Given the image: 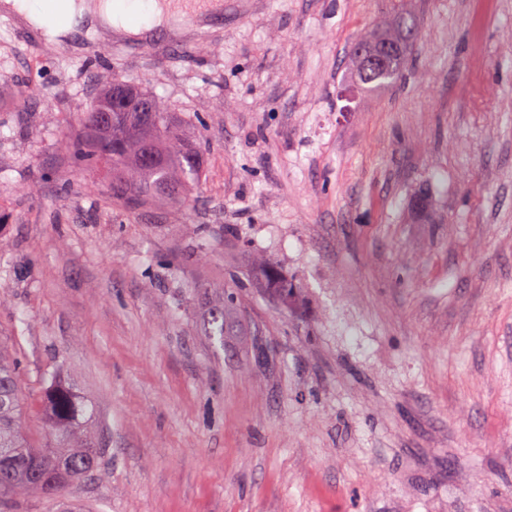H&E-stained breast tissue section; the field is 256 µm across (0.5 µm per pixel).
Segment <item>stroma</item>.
I'll list each match as a JSON object with an SVG mask.
<instances>
[{
	"label": "stroma",
	"instance_id": "1",
	"mask_svg": "<svg viewBox=\"0 0 512 512\" xmlns=\"http://www.w3.org/2000/svg\"><path fill=\"white\" fill-rule=\"evenodd\" d=\"M394 85L350 49L397 14ZM161 49L0 22V345L97 410L90 512H512V0H224ZM190 115V206L60 143L112 78ZM274 265L298 292L260 285ZM238 285L214 350L207 300ZM359 39L368 46L388 43L392 47V53L385 56L384 68L381 70L365 68L359 60L351 57L348 67L350 73L367 90H380L393 84L399 76L409 43L400 36L398 20L390 26L375 27L365 31Z\"/></svg>",
	"mask_w": 512,
	"mask_h": 512
}]
</instances>
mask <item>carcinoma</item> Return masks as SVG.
I'll list each match as a JSON object with an SVG mask.
<instances>
[{"instance_id": "cac0c4a2", "label": "carcinoma", "mask_w": 512, "mask_h": 512, "mask_svg": "<svg viewBox=\"0 0 512 512\" xmlns=\"http://www.w3.org/2000/svg\"><path fill=\"white\" fill-rule=\"evenodd\" d=\"M367 45L387 43L392 53L385 56L383 69H368L352 57L350 73L367 90L384 89L399 76L408 42L400 36L399 23L375 27L360 35ZM112 87L84 111L79 138L61 143L63 150L79 153L103 169L112 201L136 209L150 203L157 192L166 193L172 202L187 205L191 190L201 177L202 152L184 137L180 117L149 93L131 87L125 102L112 107ZM148 103L146 110L143 103ZM267 284L288 301L297 288L288 284L276 269L263 268ZM224 300L208 308V335L224 344L231 326ZM49 438L34 447L20 426V392L16 364L0 346V503L27 493L51 494L63 498L73 483L85 480L96 470L98 448L91 435L95 415L91 405L71 384L51 382L44 397Z\"/></svg>"}]
</instances>
